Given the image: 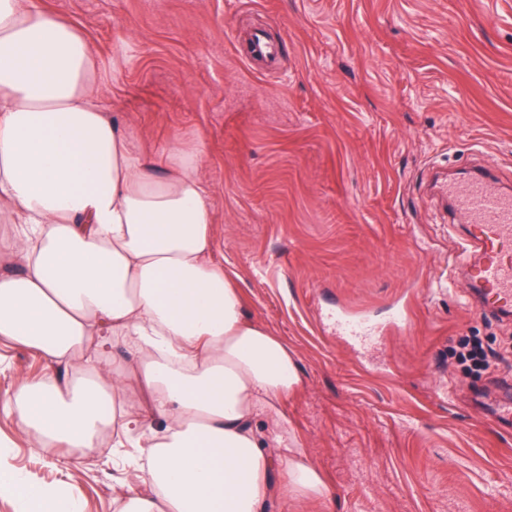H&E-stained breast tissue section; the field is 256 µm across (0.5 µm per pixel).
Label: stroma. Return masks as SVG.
<instances>
[{
  "label": "stroma",
  "mask_w": 512,
  "mask_h": 512,
  "mask_svg": "<svg viewBox=\"0 0 512 512\" xmlns=\"http://www.w3.org/2000/svg\"><path fill=\"white\" fill-rule=\"evenodd\" d=\"M98 59L103 102L151 154L204 139L217 255L244 312L293 354L288 431L324 483L262 512H512V320L472 303L433 175L476 165L512 189V0H42ZM282 45L268 75L247 32ZM377 325L337 334L329 313ZM406 327L392 323L397 308ZM500 359L476 371L464 343ZM48 363L0 341V399ZM0 465L115 512L141 451L41 448L0 410Z\"/></svg>",
  "instance_id": "1"
}]
</instances>
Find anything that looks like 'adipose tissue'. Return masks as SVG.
<instances>
[{"instance_id": "adipose-tissue-1", "label": "adipose tissue", "mask_w": 512, "mask_h": 512, "mask_svg": "<svg viewBox=\"0 0 512 512\" xmlns=\"http://www.w3.org/2000/svg\"><path fill=\"white\" fill-rule=\"evenodd\" d=\"M98 79L78 27L38 0H0V221L16 227L0 237V338L82 375L26 382L0 409L42 447L91 449L106 426L136 436L153 492L121 512H260L275 461L291 499L320 495L287 434L267 443L251 427L300 377L214 259L202 140L155 161ZM113 336L141 355L137 384L102 353L81 358Z\"/></svg>"}]
</instances>
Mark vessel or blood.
I'll use <instances>...</instances> for the list:
<instances>
[{
  "mask_svg": "<svg viewBox=\"0 0 512 512\" xmlns=\"http://www.w3.org/2000/svg\"><path fill=\"white\" fill-rule=\"evenodd\" d=\"M281 60L278 42L265 31H255L244 56L246 64L262 61L277 69ZM450 212L469 224L460 256L470 264L469 285L476 288L484 307L495 314L512 312V194L499 190L493 176L477 172L460 182L440 186ZM336 323L347 335L368 336L367 320L347 311L336 314Z\"/></svg>",
  "mask_w": 512,
  "mask_h": 512,
  "instance_id": "vessel-or-blood-1",
  "label": "vessel or blood"
}]
</instances>
